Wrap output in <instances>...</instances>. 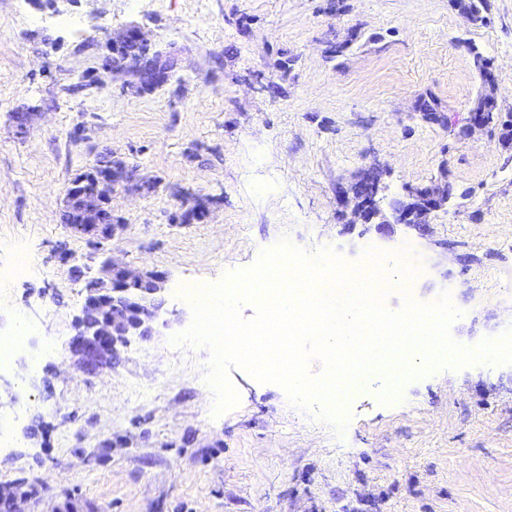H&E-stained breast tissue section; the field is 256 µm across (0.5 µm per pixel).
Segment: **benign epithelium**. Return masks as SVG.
<instances>
[{
    "instance_id": "benign-epithelium-1",
    "label": "benign epithelium",
    "mask_w": 512,
    "mask_h": 512,
    "mask_svg": "<svg viewBox=\"0 0 512 512\" xmlns=\"http://www.w3.org/2000/svg\"><path fill=\"white\" fill-rule=\"evenodd\" d=\"M107 45L111 53L128 45H136L149 52L148 39L135 27L108 34ZM104 66L123 76V90L133 95L144 92L145 85L170 74L172 70V67L161 64L152 66L145 58L136 55H127L117 62L107 55ZM117 186L130 192L150 189V184L141 180L136 169L114 160L93 166L84 176L73 181L66 191L63 210L69 216L77 215L76 220L67 223L70 232L111 240L115 225L100 224L96 216ZM380 190V178L376 174H369L360 182L352 196L354 217L366 223L379 214L377 196ZM447 202V186L426 187L415 202L398 211L397 222L424 224L428 214L441 209ZM95 280L97 288L85 296L78 318V331L69 347L79 368L92 374L118 362L117 344L127 337L154 334V323L164 304L165 277L112 258L102 263ZM129 284L142 287V294L137 297L127 295L126 286ZM1 496L6 498L8 512H26V494L3 489Z\"/></svg>"
}]
</instances>
